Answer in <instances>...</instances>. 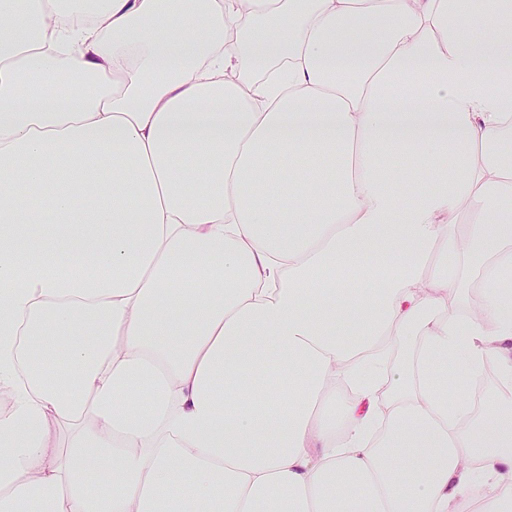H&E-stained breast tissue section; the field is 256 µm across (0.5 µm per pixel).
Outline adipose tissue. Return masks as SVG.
Returning <instances> with one entry per match:
<instances>
[{"instance_id":"obj_1","label":"adipose tissue","mask_w":512,"mask_h":512,"mask_svg":"<svg viewBox=\"0 0 512 512\" xmlns=\"http://www.w3.org/2000/svg\"><path fill=\"white\" fill-rule=\"evenodd\" d=\"M511 131L512 0H0V512H512ZM476 293L475 283H461L455 288H450L448 305L455 311L468 307L474 300ZM492 362L493 363L486 364L482 369L484 378L489 379V382L486 385V390H485L484 405H483L482 410L478 416H470L471 420L478 419L479 416L481 415L486 403L489 400L496 398L497 395H500V391L503 390L499 385L501 378H500L498 359L495 357L494 361H492Z\"/></svg>"}]
</instances>
